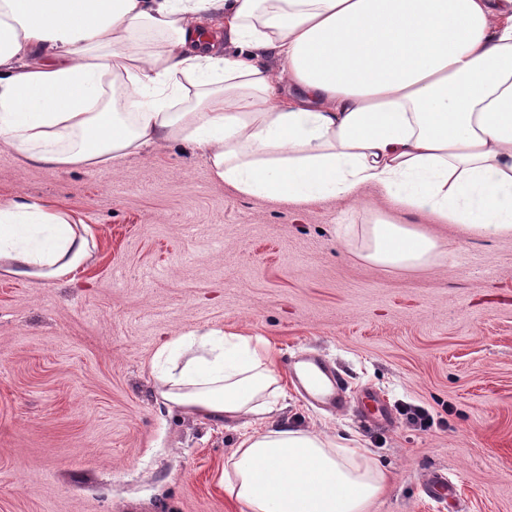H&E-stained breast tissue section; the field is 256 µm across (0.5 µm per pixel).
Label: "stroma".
<instances>
[{"label":"stroma","instance_id":"1","mask_svg":"<svg viewBox=\"0 0 512 512\" xmlns=\"http://www.w3.org/2000/svg\"><path fill=\"white\" fill-rule=\"evenodd\" d=\"M20 196L82 218L95 247L60 280L0 273V512H247L222 476L251 423L153 394L158 349L211 328L271 343L281 419L383 464L370 512H512L511 238L403 213L447 259L374 268L341 239L369 221L358 204L240 196L180 144L83 170L24 165L0 142V206ZM304 353L342 375L351 411L304 398L287 373ZM436 469L450 502L422 491Z\"/></svg>","mask_w":512,"mask_h":512}]
</instances>
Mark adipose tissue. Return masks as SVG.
Returning <instances> with one entry per match:
<instances>
[{
    "label": "adipose tissue",
    "instance_id": "adipose-tissue-1",
    "mask_svg": "<svg viewBox=\"0 0 512 512\" xmlns=\"http://www.w3.org/2000/svg\"><path fill=\"white\" fill-rule=\"evenodd\" d=\"M223 22L249 59L221 52ZM0 140L26 164L113 167L173 143L213 179L292 204L362 200L512 236V0H0ZM348 249L428 268L445 243L372 211ZM92 257L87 225L25 197L0 207V272L54 279ZM154 395L262 426L224 460L248 512H369L386 474L352 438L276 420L260 336L211 330L155 355Z\"/></svg>",
    "mask_w": 512,
    "mask_h": 512
}]
</instances>
